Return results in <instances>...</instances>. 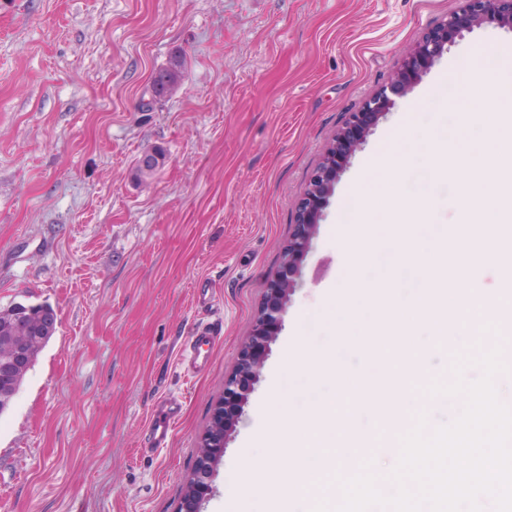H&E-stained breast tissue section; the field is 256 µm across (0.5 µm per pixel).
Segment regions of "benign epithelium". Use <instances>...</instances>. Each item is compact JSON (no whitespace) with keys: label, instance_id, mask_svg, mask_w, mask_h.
I'll return each mask as SVG.
<instances>
[{"label":"benign epithelium","instance_id":"1","mask_svg":"<svg viewBox=\"0 0 512 512\" xmlns=\"http://www.w3.org/2000/svg\"><path fill=\"white\" fill-rule=\"evenodd\" d=\"M462 7L431 30L406 55L392 84L369 96L359 111L352 113L346 127L338 131L320 165L296 205L295 228L283 249L282 261L272 275L252 333L240 351L232 373L224 380V397L211 418V436L205 446L212 451L198 456L196 473L188 485L193 493L183 499L181 512H201V505L212 492L210 479L224 450V441L235 430L247 403L252 385L259 378L271 343L282 327L290 297L301 277L302 263L309 251L316 228L324 216L328 199L350 159L361 150L375 126L448 51L463 32L484 25L512 30V0H462ZM30 310L16 308L13 321L28 325L20 336L0 338V413L10 406L31 368L34 348L45 329L56 327L55 315L33 322Z\"/></svg>","mask_w":512,"mask_h":512}]
</instances>
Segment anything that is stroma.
Segmentation results:
<instances>
[{
	"label": "stroma",
	"mask_w": 512,
	"mask_h": 512,
	"mask_svg": "<svg viewBox=\"0 0 512 512\" xmlns=\"http://www.w3.org/2000/svg\"><path fill=\"white\" fill-rule=\"evenodd\" d=\"M461 0H0V308L51 306L54 335L0 415V512H178L197 444L224 380L252 333L294 230L300 193L334 135ZM512 31L467 33L369 135L318 224L284 322L202 512L244 494L251 470L293 468L270 448L277 387L327 396L333 368L302 362L310 342L340 341L321 303L352 259L336 235L352 180L418 105L415 132L448 122L446 99L471 54L497 59ZM183 79L154 99L151 78L173 56ZM165 160L141 173L154 147ZM428 153L400 173L420 200L410 222L472 224L457 200L458 169L425 180ZM207 283L208 306L196 299ZM219 335L209 367L181 359L202 324ZM451 345L422 354L421 374L362 396L348 390L342 433L375 432L407 388L446 382ZM299 394L291 402L304 409ZM182 404L167 446L144 450L165 401Z\"/></svg>",
	"instance_id": "35a3bbf8"
}]
</instances>
